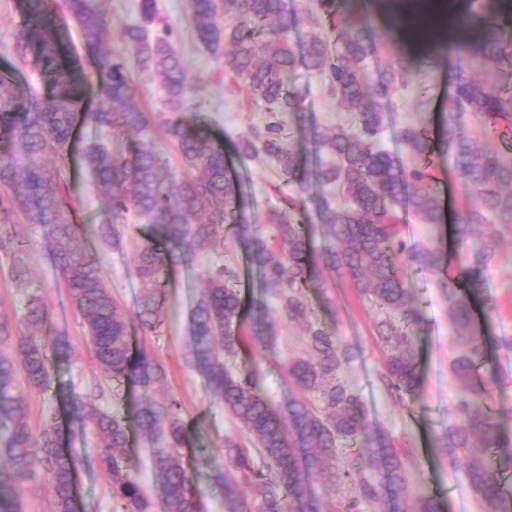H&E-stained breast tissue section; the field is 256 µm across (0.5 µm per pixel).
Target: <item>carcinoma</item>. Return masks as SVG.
I'll list each match as a JSON object with an SVG mask.
<instances>
[{
	"instance_id": "obj_1",
	"label": "carcinoma",
	"mask_w": 512,
	"mask_h": 512,
	"mask_svg": "<svg viewBox=\"0 0 512 512\" xmlns=\"http://www.w3.org/2000/svg\"><path fill=\"white\" fill-rule=\"evenodd\" d=\"M62 4L91 50L90 66L106 106L83 108L86 72L80 59L65 58L70 28L58 16L53 0H23L24 21L14 37L13 53L21 61L30 51L37 53L48 92L39 97L22 94L12 74L0 73V249L13 243L5 237V229L19 217L28 224L51 226L48 255L82 320L96 365L104 376L127 384L124 414L106 412L96 399L76 392L65 399L69 423L89 428L97 436L96 461L109 480L113 512H149L150 508L142 486L125 464L131 421L142 437L167 444L152 459L165 512H208L205 500L192 490L183 465L187 425L181 404L172 396L160 401L144 398L165 382L166 371L146 347L133 343L130 329L134 320L142 327H156L166 280L192 264L200 249L216 244L226 224L233 226L262 291L252 296L245 312L240 294L224 280V270L208 272L207 288L191 311L187 357L205 377L213 402L224 405L242 423L264 450L266 462L259 480H254L249 450L226 439L224 460L209 461L212 479L223 495L224 512H319L309 494L312 478L327 473L341 443L360 441L371 425L357 394L336 382L341 362L350 361L347 351L339 348L332 332L316 326L313 311L300 294L304 288L323 287V276L313 274L316 263L346 271L354 287L399 319L379 322L388 344L384 366L390 389L399 397L416 390L418 371L403 329L413 309L397 272L407 245L398 234L393 209L405 201L421 223H443L441 204L431 190L430 160L436 152L457 162L470 194L459 216L458 240L463 243L476 234L483 241L456 279L448 277L441 246L420 252V262L440 275L454 338L467 349L454 360L453 373L462 384L472 386L480 352L472 299L502 227L512 229V154L475 149L467 120L477 117L484 131L499 132L498 122L512 123V91L479 81L469 71L488 62L512 66V45L501 34L503 16L512 18V0H498V8L489 11L475 9L466 22L468 34L457 45L454 89L442 115L438 143H432L424 129L401 130L405 148L425 161L412 168L378 142L389 96L406 82L410 64L397 57L385 67L380 81H366L360 64L375 53L377 37L361 20L362 0H349L344 11L336 9V0H313L316 15L329 22L336 37L329 41L313 30L305 36L299 54L288 42V29L297 18L285 9L284 0H186L197 40L224 55V72L243 80L250 94L266 102L270 111L296 115L303 111L300 95L284 87L288 71L301 63L325 73L337 106L357 115V131L313 130L312 150L302 168L280 122L235 143L243 157L278 158L303 197L300 207L269 215L275 229L269 239L258 233L247 214L245 183L226 166L224 145L183 121L162 120L182 164L191 170L190 177L179 178L167 155L145 142L151 121L146 113L127 106L128 68L124 57L112 51L105 15L89 0H62ZM140 12L144 24L127 28L125 41L137 67L160 78L169 110L178 112L198 88L187 82L184 61L173 47L172 27L165 25L152 34L146 28L156 20L155 0H140ZM226 18L235 20L228 31L223 26ZM226 40L232 46L229 54L224 53ZM80 123L96 133L95 140L82 145L81 161L105 192L98 227L101 240L119 248L130 218L147 224L134 257L139 295L132 315L112 300L76 211L66 200L61 169L68 164L67 150ZM114 130L137 140L114 151L106 142ZM325 152L334 155L336 163H324ZM329 185L339 189L346 205L339 207L313 190ZM311 223L329 242L320 251L305 232ZM271 297L280 299L288 319L308 326L310 355L288 363V381L303 394H319L325 403L322 414L292 393L288 402L274 408L258 389L253 367L238 371L224 367V358L237 355L248 341L258 346L275 343L278 330L268 306ZM48 322L49 311L38 299L27 305L24 332L0 316V433L4 437L0 450L6 455V462L0 463V512H22V484L34 477L36 459L42 465L41 479L54 493V512L82 509L75 492L81 458L63 446L62 421L52 412L34 429L29 398L16 387L20 373L34 391L51 387L53 359L61 348L57 339L40 333ZM446 437L448 453L465 462L467 480L482 512H512V490L505 482V474L512 470V452L499 454L497 463L492 461L498 449L509 447V441L481 392L473 390L459 400ZM360 461L386 478L381 487L361 485V496L378 512H387L390 502L406 490L400 462L385 443L360 449ZM243 483L256 487L259 505L241 495Z\"/></svg>"
}]
</instances>
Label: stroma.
Returning <instances> with one entry per match:
<instances>
[{
	"instance_id": "35a3bbf8",
	"label": "stroma",
	"mask_w": 512,
	"mask_h": 512,
	"mask_svg": "<svg viewBox=\"0 0 512 512\" xmlns=\"http://www.w3.org/2000/svg\"><path fill=\"white\" fill-rule=\"evenodd\" d=\"M100 9L110 22L112 46L124 52V28L141 21L140 0H98ZM159 18L175 31L173 45L187 64L189 80L198 88L188 101L179 119L197 114L198 125L206 133L222 139L225 149L243 136L264 129L270 118L263 100L252 97L242 81L226 76L223 57L214 55L198 42L185 0H157ZM366 19L378 36V50L366 63L370 78H378L382 64L397 56L411 59L407 86L392 94L394 108L388 112L382 144L388 151L402 157L405 165H413L399 139L405 127H420L436 133L439 114L448 100V65L446 61L427 64L425 54L411 50L403 34L391 32L395 19L388 9L368 4ZM133 102L147 112L154 127L150 142L162 149L177 175H184L177 153L159 126L169 117L156 76L132 70ZM288 90L299 92L303 102L301 116L285 115V132L289 147L303 153L305 133L312 127H341L356 130L354 113L337 107L330 98L325 77L305 68H297L285 80ZM230 161L245 179L252 199L251 213L264 236L274 233L267 224L268 211L282 209L286 196L295 194L294 182L288 181L276 158L248 159L232 155ZM432 188L446 203V227L419 223L410 208L399 212L398 231L409 251L403 256L400 271L409 288L417 317L407 331L419 372V385L413 394L395 395L383 379V359L387 350L377 324L382 314L372 299L354 287L349 276L340 271L325 272V287L308 288L304 300L314 309L318 322L335 334L340 347L350 348L352 361L342 364L336 372L338 383L350 388L364 402L374 432L383 434L401 459L408 477V489L400 499L399 512H414L418 494L437 496L444 512H481L480 504L465 475L463 461H450L442 447V437L452 422V412L465 388L453 375L450 365L463 351L448 321V302L438 285L437 277L421 266L417 253L443 239L448 259V274L457 277L462 254L455 246L454 224L467 196L457 167L444 156H433ZM70 189V202L83 224V233L92 250L106 288L113 300L126 309H133L138 293L132 276L136 246L144 234L140 224L129 225L124 247L120 250L105 245L98 235L100 213L105 195L94 180L81 168L68 166L63 173ZM10 231L20 245L29 269L26 281L15 280L10 273V256L0 251V315L13 324H20L28 301L39 298L50 313L51 329L63 336L69 351L59 358L50 388L33 393L31 411L33 424L59 410L61 395L96 389L103 410L121 412L124 400L119 397L118 383L104 380L96 369L80 318L71 308L62 283L53 269L46 251L50 226H33L25 222L11 225ZM221 265L234 273L230 287L239 290L242 299L256 293V283L247 277L245 250L232 231H225L222 244L199 251L193 266L181 269L164 289L160 324L156 329L134 328L139 343L160 362L167 373L164 393L174 396L182 405V416L190 429L191 445L184 451L195 491L207 502L210 512H224V500L211 479L208 460L220 455L225 439L249 445L251 439L242 424L223 406L214 403L206 389L204 377L185 359L189 345V317L205 286L204 272ZM277 323L278 336L273 347H249L238 357L226 359L230 369L253 366L258 373V386L272 405H280L288 396L285 364L307 357V333L292 322L277 299L269 301ZM476 330L485 342L478 379L483 382L488 406L499 428L512 435V231L504 232L496 255L488 265L480 298L474 304ZM72 448L84 458L78 472L76 490L84 512H112V495L106 476L94 460L95 438L92 434H76ZM157 444L133 437L128 452L127 470L139 480L150 502V512H164L163 493L151 461ZM358 448L344 446L336 452L335 467L348 471L350 479L327 493L324 476H316L311 490L321 512H344L347 501L357 503V512H374L371 503L362 499L361 482L378 484L381 474L360 469Z\"/></svg>"
}]
</instances>
